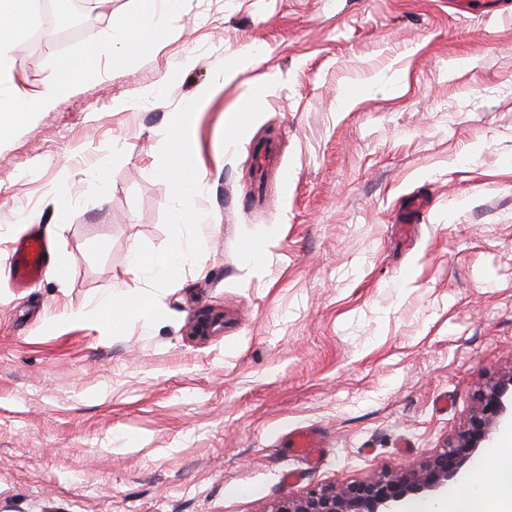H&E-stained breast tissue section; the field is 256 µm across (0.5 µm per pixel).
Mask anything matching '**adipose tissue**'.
<instances>
[{"instance_id":"adipose-tissue-1","label":"adipose tissue","mask_w":512,"mask_h":512,"mask_svg":"<svg viewBox=\"0 0 512 512\" xmlns=\"http://www.w3.org/2000/svg\"><path fill=\"white\" fill-rule=\"evenodd\" d=\"M32 0H0V112H41L50 108L57 95L70 83L84 80L86 70H79L58 61L45 77L42 91L31 96L20 80L14 64L16 38L28 29L31 22ZM178 0H139L136 15L128 22L113 26L107 45L116 56H131L146 43L165 40L170 31L169 18L177 10ZM190 142H177L175 153L182 155L178 164L164 166L163 172L182 201V209L174 216L175 223H183L187 213L193 212L197 197L199 171L187 161ZM190 256L187 241L178 240L168 251L149 255L133 251L132 270L155 284L176 282ZM498 462H490L465 480L466 496H451L436 503L411 506L410 512H465L468 501H480L485 512H512V482L500 477Z\"/></svg>"}]
</instances>
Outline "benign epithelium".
I'll return each instance as SVG.
<instances>
[{
	"label": "benign epithelium",
	"mask_w": 512,
	"mask_h": 512,
	"mask_svg": "<svg viewBox=\"0 0 512 512\" xmlns=\"http://www.w3.org/2000/svg\"><path fill=\"white\" fill-rule=\"evenodd\" d=\"M475 401L457 437L420 466L317 489L304 499L282 502L275 512H400L407 495L439 491L489 442L493 429L512 417V373L479 385Z\"/></svg>",
	"instance_id": "1"
}]
</instances>
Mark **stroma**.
Listing matches in <instances>:
<instances>
[{
	"instance_id": "1",
	"label": "stroma",
	"mask_w": 512,
	"mask_h": 512,
	"mask_svg": "<svg viewBox=\"0 0 512 512\" xmlns=\"http://www.w3.org/2000/svg\"><path fill=\"white\" fill-rule=\"evenodd\" d=\"M136 7L103 0L61 46L22 33L30 93ZM99 69L0 136V512H275L420 465L512 372V0H183L174 34ZM203 85L213 221L178 224L157 170ZM35 229L67 276L19 292L7 261ZM179 238L178 283L131 273L132 250ZM147 290L151 310L100 324L98 300ZM301 426L323 433L317 467L285 438Z\"/></svg>"
}]
</instances>
